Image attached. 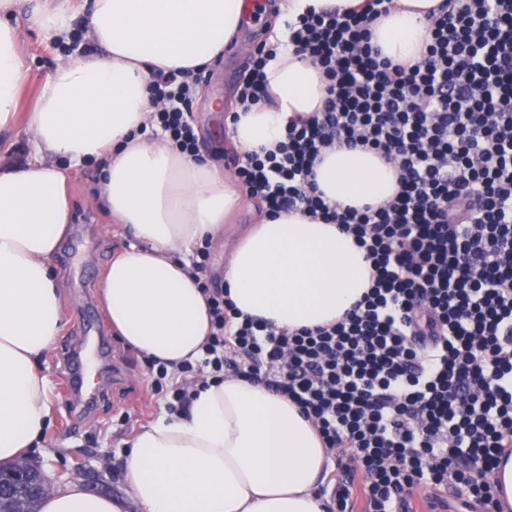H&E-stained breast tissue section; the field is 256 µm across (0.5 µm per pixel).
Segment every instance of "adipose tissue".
<instances>
[{"mask_svg": "<svg viewBox=\"0 0 512 512\" xmlns=\"http://www.w3.org/2000/svg\"><path fill=\"white\" fill-rule=\"evenodd\" d=\"M444 0H396L375 27L385 55L416 58L426 15ZM245 0H0V130L22 126L32 152L0 155V465L23 459L52 412L37 361L62 330L59 281L51 273L70 222L67 167L99 162L91 197L132 241L106 268L103 310L133 349L177 371L195 361L211 331L209 308L189 260L203 242L223 243L240 192L216 161L174 149L149 119L158 72L214 63L237 31ZM70 43L84 32L87 56H58L34 108L18 123L28 31ZM266 70L270 98L231 115L239 151L271 149L289 118L322 108L320 70L292 51ZM325 198L341 207L379 204L397 173L372 151L340 147L314 166ZM254 223L224 265L237 309L279 329L341 318L371 285V264L336 225L299 213L271 218L262 200ZM327 451L287 397L238 376L199 387L186 415L139 430L125 460L138 512H326L317 495ZM40 512H122L109 495L71 482L45 496Z\"/></svg>", "mask_w": 512, "mask_h": 512, "instance_id": "obj_1", "label": "adipose tissue"}]
</instances>
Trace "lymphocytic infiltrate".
Returning a JSON list of instances; mask_svg holds the SVG:
<instances>
[{"instance_id": "1", "label": "lymphocytic infiltrate", "mask_w": 512, "mask_h": 512, "mask_svg": "<svg viewBox=\"0 0 512 512\" xmlns=\"http://www.w3.org/2000/svg\"><path fill=\"white\" fill-rule=\"evenodd\" d=\"M393 0L308 9L287 47L326 82L321 111L289 119L275 148L236 155L234 175L270 214L338 225L365 252L372 286L335 323L294 331L242 316L203 286L212 332L196 362L166 381L186 412L203 375L232 373L288 397L335 460L328 512H410L416 489L452 490L469 512H502L488 476L512 456V0H446L428 14L420 57L395 61L372 41ZM276 48L259 47L239 84L268 91ZM200 78L157 75V125L190 156ZM379 154L399 172L380 206L325 200L314 166L335 146Z\"/></svg>"}]
</instances>
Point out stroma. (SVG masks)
I'll return each mask as SVG.
<instances>
[{
  "label": "stroma",
  "instance_id": "stroma-1",
  "mask_svg": "<svg viewBox=\"0 0 512 512\" xmlns=\"http://www.w3.org/2000/svg\"><path fill=\"white\" fill-rule=\"evenodd\" d=\"M267 35L268 29L262 20L258 21L255 32L240 31L220 59L202 72V89L190 105L201 155L215 157L227 144L224 125L215 119L210 102L225 100L236 92L242 76L241 44L260 45ZM56 51L51 42L35 34L29 36L25 54L32 82L22 98L20 112H28L33 106L44 78L54 65ZM97 180L98 171L93 164L75 169L71 178V213L75 216L89 214L91 223L96 224L100 260L88 272L79 264L70 270L61 266L56 269L62 284L63 330L54 349L38 362L40 373L49 381L52 414L39 445L30 451L28 459L41 465L59 487L70 482V470L76 460H87L95 472L85 480V488L96 494L123 499L128 494L123 480L128 443L137 431L166 411L163 394L154 387L146 356L126 346L119 336H112L114 352L127 366L128 381L106 389L97 409L75 417L69 415L62 400L60 375L55 367L61 350L80 335L79 316L86 300L99 297L102 272L116 252L130 242L119 225L110 224L106 212L88 207L86 199L95 191Z\"/></svg>",
  "mask_w": 512,
  "mask_h": 512
}]
</instances>
